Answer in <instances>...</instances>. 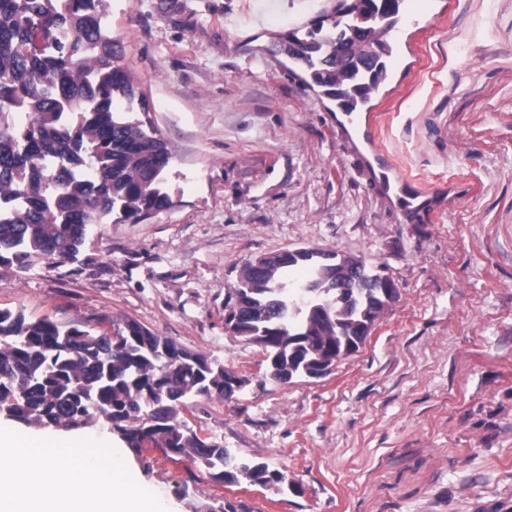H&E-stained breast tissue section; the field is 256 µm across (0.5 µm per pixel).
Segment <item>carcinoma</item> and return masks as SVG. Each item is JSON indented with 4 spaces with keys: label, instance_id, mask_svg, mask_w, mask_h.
Masks as SVG:
<instances>
[{
    "label": "carcinoma",
    "instance_id": "obj_1",
    "mask_svg": "<svg viewBox=\"0 0 512 512\" xmlns=\"http://www.w3.org/2000/svg\"><path fill=\"white\" fill-rule=\"evenodd\" d=\"M106 0H0V264L75 258L90 226L115 214L138 220L172 203L173 152L130 119L136 92L102 27ZM403 0H337L311 27L274 43L343 112L371 109L388 78V41ZM344 47L349 67L336 66ZM224 322L263 343L265 377L305 374L346 359L383 299L365 267L336 275L319 259L241 265ZM234 374L133 320L108 330L64 327L0 309V414L27 426L99 428L141 455L160 449L217 483L267 486L285 475L201 439L179 420L193 399L229 401Z\"/></svg>",
    "mask_w": 512,
    "mask_h": 512
}]
</instances>
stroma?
I'll return each instance as SVG.
<instances>
[{"label":"stroma","instance_id":"35a3bbf8","mask_svg":"<svg viewBox=\"0 0 512 512\" xmlns=\"http://www.w3.org/2000/svg\"><path fill=\"white\" fill-rule=\"evenodd\" d=\"M335 0H109L119 63L174 158L173 204L92 225L76 261L0 265V309L134 319L247 378L191 402L201 438L282 472L225 485L152 448L131 464L176 512H512V0H417L354 147L279 37ZM386 154L426 208L384 194ZM364 256L399 298L322 378L267 379L224 327L242 262Z\"/></svg>","mask_w":512,"mask_h":512}]
</instances>
